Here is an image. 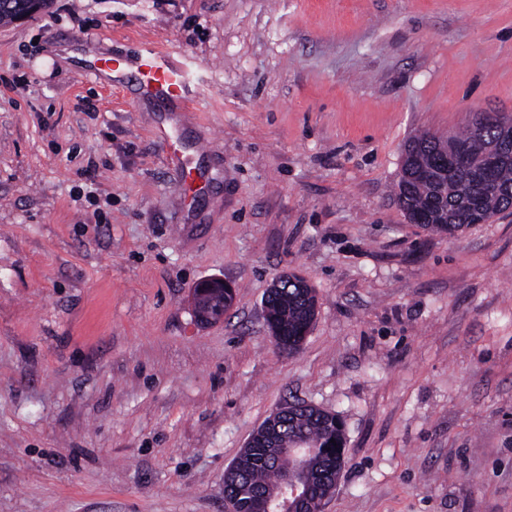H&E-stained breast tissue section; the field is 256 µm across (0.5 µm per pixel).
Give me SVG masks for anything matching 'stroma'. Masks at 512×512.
<instances>
[{
	"label": "stroma",
	"mask_w": 512,
	"mask_h": 512,
	"mask_svg": "<svg viewBox=\"0 0 512 512\" xmlns=\"http://www.w3.org/2000/svg\"><path fill=\"white\" fill-rule=\"evenodd\" d=\"M157 44L191 112L81 53ZM78 51L62 62L59 48ZM512 116V0H52L0 25V512H225L277 409L344 423L324 512H512V210L409 223L407 144ZM178 126L204 188L151 124ZM317 293L298 353L263 318ZM236 298L204 327L192 291ZM195 288L197 290H193L192 297L194 303V312L197 320L201 324H207L209 319L208 310L211 305L210 298L213 294L220 293L218 288H230L227 284L224 283V280L221 279H211L207 281H203L199 283ZM231 299L233 301V291L230 288ZM221 294V293H220Z\"/></svg>",
	"instance_id": "35a3bbf8"
}]
</instances>
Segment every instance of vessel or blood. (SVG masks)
<instances>
[{
  "mask_svg": "<svg viewBox=\"0 0 512 512\" xmlns=\"http://www.w3.org/2000/svg\"><path fill=\"white\" fill-rule=\"evenodd\" d=\"M105 72L111 73L114 88H134L137 98L178 106L185 112L189 111L195 97L185 64L159 47L141 48L130 60L121 57L95 59L85 69L86 76L91 78ZM154 134L166 149L169 160L179 163L186 190H193L198 178L191 155L196 150L204 151V143L186 144L177 129L163 120L155 123Z\"/></svg>",
  "mask_w": 512,
  "mask_h": 512,
  "instance_id": "obj_1",
  "label": "vessel or blood"
}]
</instances>
